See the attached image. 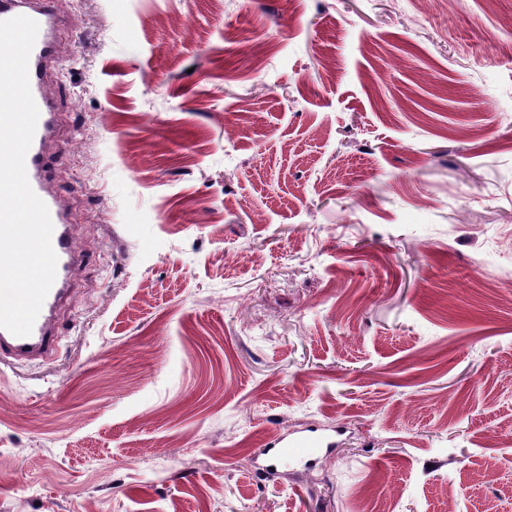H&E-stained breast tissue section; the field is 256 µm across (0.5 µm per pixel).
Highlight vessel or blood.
I'll list each match as a JSON object with an SVG mask.
<instances>
[{"instance_id": "b4317fda", "label": "vessel or blood", "mask_w": 512, "mask_h": 512, "mask_svg": "<svg viewBox=\"0 0 512 512\" xmlns=\"http://www.w3.org/2000/svg\"><path fill=\"white\" fill-rule=\"evenodd\" d=\"M54 2L55 0H0V21L24 15L39 25L28 65L30 88L39 109V118L32 144L26 154L25 166L32 190L48 207L53 224L52 246L57 255L55 281L43 302L31 334L19 337L0 328V355H7L20 363L43 360L55 352L56 313L69 291L73 268L83 264L85 260L83 251L76 244L68 213L46 179V145L53 141L56 133V114L45 81L47 68L55 54L53 33L58 17ZM330 446L328 438L302 434L277 443L269 449L268 455L284 461L302 460Z\"/></svg>"}]
</instances>
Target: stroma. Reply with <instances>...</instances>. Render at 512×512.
Wrapping results in <instances>:
<instances>
[{"label":"stroma","instance_id":"stroma-1","mask_svg":"<svg viewBox=\"0 0 512 512\" xmlns=\"http://www.w3.org/2000/svg\"><path fill=\"white\" fill-rule=\"evenodd\" d=\"M55 9L87 258L0 512H512V0ZM333 445L328 438L318 435L302 434L277 443L273 448H267L269 457L288 461L310 458L318 451Z\"/></svg>","mask_w":512,"mask_h":512}]
</instances>
